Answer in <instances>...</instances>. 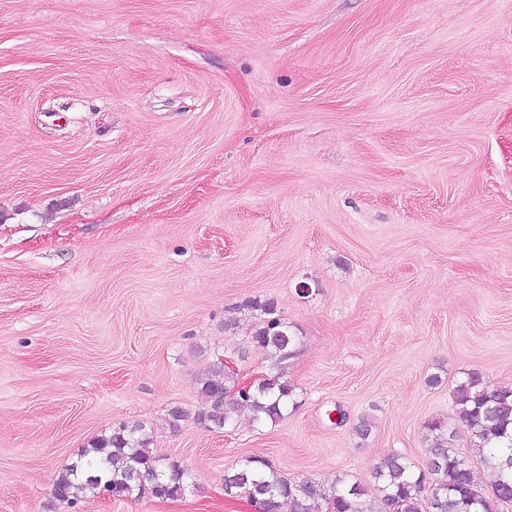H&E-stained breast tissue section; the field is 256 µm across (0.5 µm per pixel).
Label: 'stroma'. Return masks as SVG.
<instances>
[{
	"mask_svg": "<svg viewBox=\"0 0 512 512\" xmlns=\"http://www.w3.org/2000/svg\"><path fill=\"white\" fill-rule=\"evenodd\" d=\"M253 299L296 404L217 430ZM473 369L512 386V0H0V512H256L253 456L370 488L433 419L475 462ZM121 424L186 493L53 500ZM248 306L254 311H259L260 316H264L251 337L252 342L266 352L271 362V369H276L279 373L255 385L253 384L262 379L263 375H255L241 381V386L244 388L253 386L248 390L241 389L235 392L233 397L227 400V395L233 393L240 384L238 374L229 370H235V368L233 363L225 358H219V361L211 364L207 373L201 378L200 390L205 406L203 411L198 413V418L218 430L233 421L236 408L243 403L252 413L251 425H256L266 421L274 423L281 420L283 410L292 401L294 389L288 381H281V376L286 368L285 364L296 353V336L290 333L288 323L277 313L273 301L257 299L250 301ZM221 391L226 394V397L222 404H216L215 395Z\"/></svg>",
	"mask_w": 512,
	"mask_h": 512,
	"instance_id": "35a3bbf8",
	"label": "stroma"
}]
</instances>
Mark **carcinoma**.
Instances as JSON below:
<instances>
[{
	"mask_svg": "<svg viewBox=\"0 0 512 512\" xmlns=\"http://www.w3.org/2000/svg\"><path fill=\"white\" fill-rule=\"evenodd\" d=\"M248 306L263 320L252 342L263 349L278 375L240 390L237 373L217 361L201 378L203 411L198 418L215 429L233 421L236 408H250L251 424L283 418L294 389L281 380L286 363L296 353V337L270 300H252ZM456 413L477 446L488 484L498 497L486 498L475 481L471 462L454 446L455 432L440 420L428 424L429 447L425 467L414 468L404 457L392 454L373 468L377 493L358 482L338 478L328 486L311 480L283 477L268 460L248 458L224 474L229 495H247L257 512H312L316 503L333 512H495L501 501L512 498V387L491 388L477 370L466 373L453 392ZM143 428L121 425L112 435L83 451L87 461L63 469L53 487V499L72 505L91 489L127 498L147 489L157 499H173L185 493V472L177 463H162L149 448Z\"/></svg>",
	"mask_w": 512,
	"mask_h": 512,
	"instance_id": "1",
	"label": "carcinoma"
}]
</instances>
